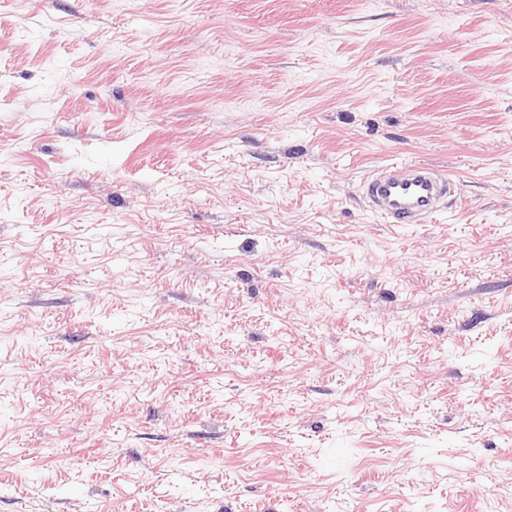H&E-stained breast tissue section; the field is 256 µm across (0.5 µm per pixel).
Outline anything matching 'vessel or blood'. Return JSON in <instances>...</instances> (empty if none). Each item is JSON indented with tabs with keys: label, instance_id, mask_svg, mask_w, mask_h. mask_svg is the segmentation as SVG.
<instances>
[{
	"label": "vessel or blood",
	"instance_id": "1",
	"mask_svg": "<svg viewBox=\"0 0 512 512\" xmlns=\"http://www.w3.org/2000/svg\"><path fill=\"white\" fill-rule=\"evenodd\" d=\"M454 184L428 165L393 162L363 176L361 199L381 223L422 224L444 210Z\"/></svg>",
	"mask_w": 512,
	"mask_h": 512
}]
</instances>
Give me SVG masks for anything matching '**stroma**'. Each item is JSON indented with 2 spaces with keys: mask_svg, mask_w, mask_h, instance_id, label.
<instances>
[{
  "mask_svg": "<svg viewBox=\"0 0 512 512\" xmlns=\"http://www.w3.org/2000/svg\"><path fill=\"white\" fill-rule=\"evenodd\" d=\"M289 500L512 512V0H0V512ZM455 183L427 164L393 162L363 176L361 199L383 224H422L445 209Z\"/></svg>",
  "mask_w": 512,
  "mask_h": 512,
  "instance_id": "1",
  "label": "stroma"
}]
</instances>
